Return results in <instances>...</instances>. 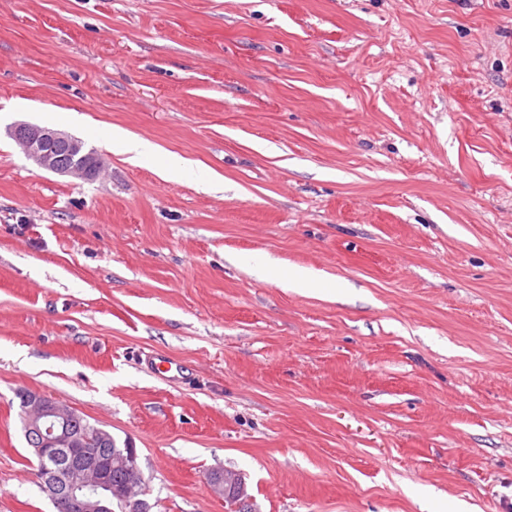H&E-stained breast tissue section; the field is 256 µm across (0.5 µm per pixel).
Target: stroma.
<instances>
[{
    "label": "stroma",
    "instance_id": "stroma-1",
    "mask_svg": "<svg viewBox=\"0 0 512 512\" xmlns=\"http://www.w3.org/2000/svg\"><path fill=\"white\" fill-rule=\"evenodd\" d=\"M22 390L150 512H512V0H0V512H56ZM18 128H21L23 133L21 136H17L16 144L28 159L42 169L83 180L96 179L101 175L103 167L100 163L92 160L85 165H79L84 160L71 153H78L82 150L79 139L48 126L22 123ZM55 143H65L71 151L66 146L56 147V154L59 155L62 165L79 166L60 167L53 150ZM111 142L113 145L119 146L124 153L129 154L128 160L131 162L146 157L154 150L153 145L147 140L128 135L119 130L114 132ZM216 477L211 480V487L218 495L230 499H238L241 503L247 500V492L244 477L241 472L236 470L224 471V469L216 470ZM220 485L224 486L220 489Z\"/></svg>",
    "mask_w": 512,
    "mask_h": 512
}]
</instances>
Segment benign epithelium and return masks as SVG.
Segmentation results:
<instances>
[{"instance_id":"1","label":"benign epithelium","mask_w":512,"mask_h":512,"mask_svg":"<svg viewBox=\"0 0 512 512\" xmlns=\"http://www.w3.org/2000/svg\"><path fill=\"white\" fill-rule=\"evenodd\" d=\"M19 128L22 135L17 137L16 144L39 167L83 180L101 175L103 167L94 160L76 167L59 166L53 145L64 143L71 152L78 153L82 150L79 139L48 126L22 123ZM20 395L25 438L34 447L37 457L53 460V465L46 469L43 489L58 512H112L114 503L120 505L121 512H150L143 490L139 488L142 474L136 449L121 448L112 454L109 466L130 475L125 484L114 487L105 482L96 464H70L69 457L89 439L71 432L69 423L73 411L69 406L32 391H22ZM211 487L218 495L242 503L247 500L244 477L239 471H216Z\"/></svg>"}]
</instances>
